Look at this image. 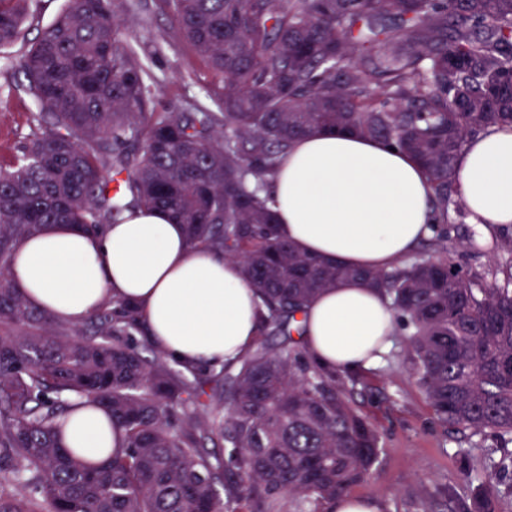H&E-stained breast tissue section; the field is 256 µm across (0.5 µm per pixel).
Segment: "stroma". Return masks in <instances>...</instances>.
Instances as JSON below:
<instances>
[{"instance_id": "35a3bbf8", "label": "stroma", "mask_w": 512, "mask_h": 512, "mask_svg": "<svg viewBox=\"0 0 512 512\" xmlns=\"http://www.w3.org/2000/svg\"><path fill=\"white\" fill-rule=\"evenodd\" d=\"M129 41L156 79L153 105L162 112L206 102V90L217 77L183 41L160 0H121ZM22 44L0 49V164L19 156L31 132L37 107L24 94V76L18 67ZM403 336H396L385 357L359 372L354 400L374 422L383 452L373 473L353 486L352 494L378 499L382 512H420L421 501L436 490L448 489L455 497L470 499L474 486L465 470L479 469L493 439L472 438L467 456L458 450L461 437L443 431L416 378L403 359Z\"/></svg>"}]
</instances>
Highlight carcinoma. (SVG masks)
<instances>
[{
	"instance_id": "1",
	"label": "carcinoma",
	"mask_w": 512,
	"mask_h": 512,
	"mask_svg": "<svg viewBox=\"0 0 512 512\" xmlns=\"http://www.w3.org/2000/svg\"><path fill=\"white\" fill-rule=\"evenodd\" d=\"M220 79L219 111L149 109L154 77L125 39L117 0H69L20 66L37 105L14 162L0 164V512H332L382 453L352 404L292 333L323 289L362 280L407 336L405 362L440 427L491 437L480 495L443 490L448 512H498L512 492V235L479 271L448 250L465 209L454 165L466 140L512 129V0H164ZM30 0H0V48L25 38ZM379 139L425 168L442 215L437 257L389 270L332 263L277 232L267 177L312 131ZM121 192L112 194V183ZM132 207L185 225L193 247L241 262L266 339L219 373L145 338L139 308L109 300L82 325L30 307L8 276L45 224L97 233ZM124 431L98 465L62 448L72 400Z\"/></svg>"
}]
</instances>
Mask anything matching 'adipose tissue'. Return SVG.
I'll use <instances>...</instances> for the list:
<instances>
[{"instance_id": "obj_1", "label": "adipose tissue", "mask_w": 512, "mask_h": 512, "mask_svg": "<svg viewBox=\"0 0 512 512\" xmlns=\"http://www.w3.org/2000/svg\"><path fill=\"white\" fill-rule=\"evenodd\" d=\"M455 186L482 239L512 226V130L490 129L459 153ZM278 230L301 252L354 268L387 269L429 236V178L409 154L350 133L315 131L292 143L271 177ZM28 305L79 324L106 300L137 304L151 343L190 364L232 362L259 334L257 295L241 264L190 247L167 214L128 210L103 232L49 224L21 241L10 267ZM306 352L329 371L377 363L395 334L379 292L359 281L322 290L300 317ZM61 443L98 464L120 447L97 405L55 424Z\"/></svg>"}]
</instances>
